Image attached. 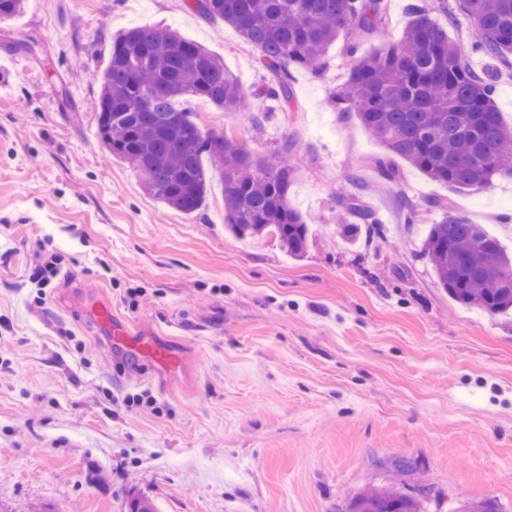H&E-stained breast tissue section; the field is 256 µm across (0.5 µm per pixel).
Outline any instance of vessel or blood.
<instances>
[{
	"label": "vessel or blood",
	"mask_w": 512,
	"mask_h": 512,
	"mask_svg": "<svg viewBox=\"0 0 512 512\" xmlns=\"http://www.w3.org/2000/svg\"><path fill=\"white\" fill-rule=\"evenodd\" d=\"M94 323L106 333L109 349L132 359L147 361L163 371L178 368L180 358L170 346L150 335L131 336L127 327L113 314L109 303L96 300L87 307Z\"/></svg>",
	"instance_id": "b4317fda"
}]
</instances>
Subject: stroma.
Listing matches in <instances>:
<instances>
[{
	"label": "stroma",
	"mask_w": 512,
	"mask_h": 512,
	"mask_svg": "<svg viewBox=\"0 0 512 512\" xmlns=\"http://www.w3.org/2000/svg\"><path fill=\"white\" fill-rule=\"evenodd\" d=\"M411 0H383L358 46L397 41ZM470 43L456 0H421ZM167 24L220 55L247 94L225 112L196 100L205 129L275 159L293 150L291 204L310 229L289 257L233 236L212 175L186 215L96 136L108 36ZM353 62L346 37L321 73L292 70V103L261 97L259 51L183 0H28L0 21V503L12 512H345L368 486L426 490V512L496 499L512 512V315L452 300L421 255L443 202L512 252V179L459 191L397 162L329 96ZM266 114L253 126L252 113ZM378 220L349 236L345 200ZM46 289L33 279L47 262ZM111 302L153 329L182 367L158 377L109 351L82 311Z\"/></svg>",
	"instance_id": "stroma-1"
}]
</instances>
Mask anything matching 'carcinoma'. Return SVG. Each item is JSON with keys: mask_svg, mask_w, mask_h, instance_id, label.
I'll return each mask as SVG.
<instances>
[{"mask_svg": "<svg viewBox=\"0 0 512 512\" xmlns=\"http://www.w3.org/2000/svg\"><path fill=\"white\" fill-rule=\"evenodd\" d=\"M383 0H185L207 20L219 19L261 53L269 74L262 94L288 103L291 69L318 71L341 32L356 41L382 22ZM478 36L470 48L493 63L470 68L419 3L400 40L354 59L339 91V112L355 115L388 156L377 160L386 179L394 159L458 190L477 191L512 178V126L494 99L498 67H512V0H459ZM197 98L240 112L246 95L224 60L167 25L130 27L109 40L97 109L98 139L112 156L143 176L145 190L184 214L202 210L210 171L224 185V223L235 236L272 238L291 257L307 247L309 228L288 191L294 169L252 154L237 138L203 130L178 107ZM208 158L205 167L202 158ZM422 255L458 303L491 316L512 312V256L482 225L448 211L431 225ZM347 512H425L423 499L396 487L355 495ZM454 512H503L497 500L463 501Z\"/></svg>", "mask_w": 512, "mask_h": 512, "instance_id": "carcinoma-1", "label": "carcinoma"}]
</instances>
